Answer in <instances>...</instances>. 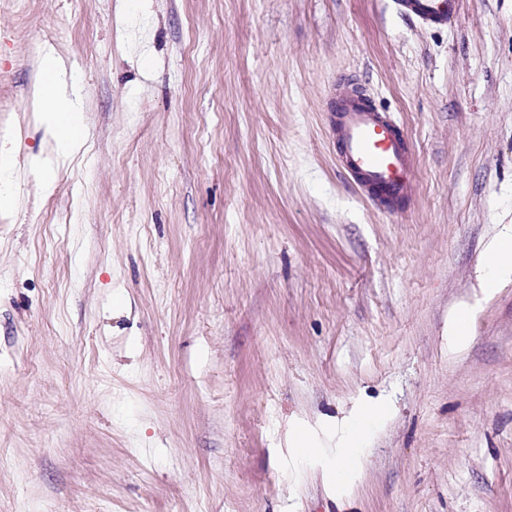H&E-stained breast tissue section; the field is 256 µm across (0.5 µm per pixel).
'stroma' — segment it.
I'll return each instance as SVG.
<instances>
[{
  "instance_id": "1",
  "label": "stroma",
  "mask_w": 512,
  "mask_h": 512,
  "mask_svg": "<svg viewBox=\"0 0 512 512\" xmlns=\"http://www.w3.org/2000/svg\"><path fill=\"white\" fill-rule=\"evenodd\" d=\"M48 44L86 143L0 213V512H512V281L478 280L512 228V0L440 29L391 0H0L22 161ZM342 79L410 139L398 211L336 162Z\"/></svg>"
}]
</instances>
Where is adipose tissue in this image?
<instances>
[{
  "label": "adipose tissue",
  "instance_id": "adipose-tissue-1",
  "mask_svg": "<svg viewBox=\"0 0 512 512\" xmlns=\"http://www.w3.org/2000/svg\"><path fill=\"white\" fill-rule=\"evenodd\" d=\"M34 121L49 136L48 152L33 156L31 165L52 186L53 172L61 161L76 155L84 145L81 90L66 76L63 60L52 48L41 54L39 76L34 87Z\"/></svg>",
  "mask_w": 512,
  "mask_h": 512
}]
</instances>
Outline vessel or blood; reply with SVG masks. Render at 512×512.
I'll return each mask as SVG.
<instances>
[{
    "label": "vessel or blood",
    "instance_id": "1",
    "mask_svg": "<svg viewBox=\"0 0 512 512\" xmlns=\"http://www.w3.org/2000/svg\"><path fill=\"white\" fill-rule=\"evenodd\" d=\"M396 11L431 27L451 25L460 0H393ZM337 160L375 205L391 208L409 195L413 155L400 125L360 88L345 86L331 126Z\"/></svg>",
    "mask_w": 512,
    "mask_h": 512
}]
</instances>
